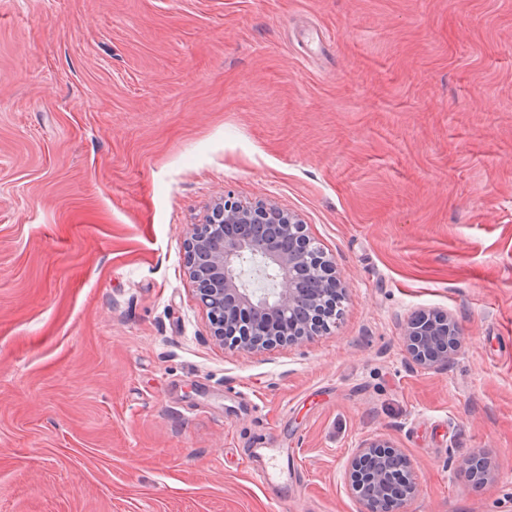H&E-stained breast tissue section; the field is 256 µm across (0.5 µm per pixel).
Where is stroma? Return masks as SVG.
<instances>
[{
  "label": "stroma",
  "mask_w": 512,
  "mask_h": 512,
  "mask_svg": "<svg viewBox=\"0 0 512 512\" xmlns=\"http://www.w3.org/2000/svg\"><path fill=\"white\" fill-rule=\"evenodd\" d=\"M227 196L303 216L337 327L211 339L184 241ZM377 437L400 512H512V0H0V512H363ZM404 335L408 353L425 367L445 364L459 343V328L454 321L424 311L407 319ZM347 472L351 493L366 512H381V499L393 489L401 506L420 491L411 459L387 438L363 441L351 456Z\"/></svg>",
  "instance_id": "obj_1"
}]
</instances>
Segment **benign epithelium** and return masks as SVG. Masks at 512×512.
<instances>
[{
    "mask_svg": "<svg viewBox=\"0 0 512 512\" xmlns=\"http://www.w3.org/2000/svg\"><path fill=\"white\" fill-rule=\"evenodd\" d=\"M250 260L280 287H246L241 269ZM185 269L214 341L248 353L298 345L330 330L348 293L336 262L309 235L302 216L270 198L216 202L185 241ZM404 335L408 353L425 367L445 364L459 343L454 321L424 311L407 319ZM348 477L364 512H382L380 501L393 489L403 506L420 491L411 459L387 438L363 441L349 460Z\"/></svg>",
    "mask_w": 512,
    "mask_h": 512,
    "instance_id": "benign-epithelium-1",
    "label": "benign epithelium"
}]
</instances>
